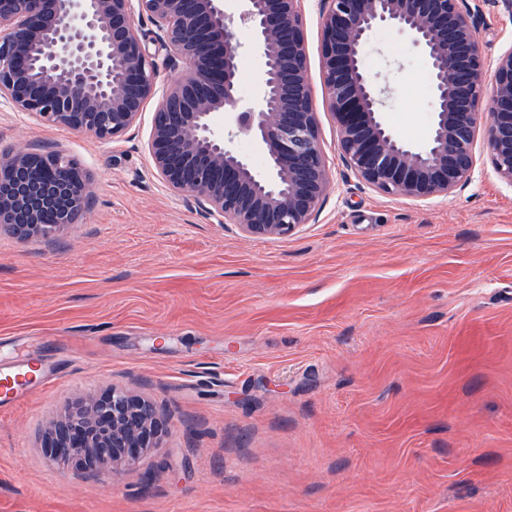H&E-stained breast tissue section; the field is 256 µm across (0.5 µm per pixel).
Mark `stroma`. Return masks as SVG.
<instances>
[{"instance_id": "stroma-1", "label": "stroma", "mask_w": 512, "mask_h": 512, "mask_svg": "<svg viewBox=\"0 0 512 512\" xmlns=\"http://www.w3.org/2000/svg\"><path fill=\"white\" fill-rule=\"evenodd\" d=\"M301 7L329 187L282 239L168 190L147 150L153 106L101 141L0 105V149H58L94 180L78 224L0 229V367L52 378L0 411V512H512V186L481 143L448 195L364 184L326 110L317 2ZM462 7L486 60L512 45L505 0ZM365 67L386 124L422 143L419 51L380 29ZM114 388L167 430L110 484L46 444L72 402Z\"/></svg>"}]
</instances>
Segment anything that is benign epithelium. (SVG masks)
Listing matches in <instances>:
<instances>
[{
    "label": "benign epithelium",
    "instance_id": "7a95c632",
    "mask_svg": "<svg viewBox=\"0 0 512 512\" xmlns=\"http://www.w3.org/2000/svg\"><path fill=\"white\" fill-rule=\"evenodd\" d=\"M301 2L242 0L229 13L223 0H0V104L109 140L152 100L147 148L167 188L194 196L217 223L247 237H288L308 223L328 184ZM318 2L328 112L364 183L416 200L446 196L470 178L481 137L495 172L512 185V45L497 56L489 87L462 0ZM137 15L154 25L151 40ZM380 26L405 34L431 71L433 123L419 145L385 123V90L363 65L364 44ZM248 51L265 62L255 100L239 90ZM161 66L186 74L161 85ZM242 139L259 147L263 169L236 147ZM90 194L88 174L59 150L0 152V226L21 239L78 223ZM83 405L53 425L50 453L102 480L137 465L165 429L150 402L114 388L87 417L84 437Z\"/></svg>",
    "mask_w": 512,
    "mask_h": 512
}]
</instances>
